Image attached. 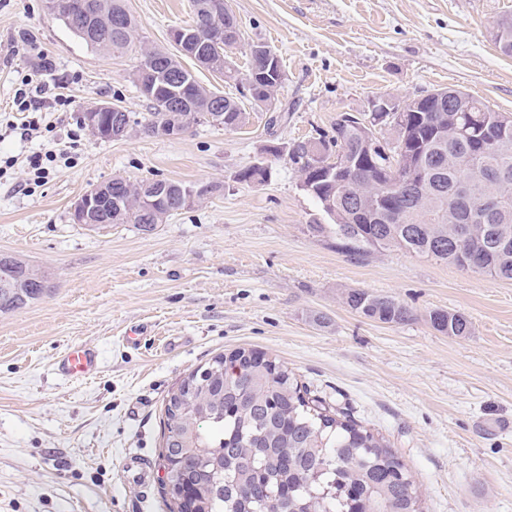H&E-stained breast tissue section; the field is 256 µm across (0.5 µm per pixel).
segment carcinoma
I'll return each instance as SVG.
<instances>
[{
  "label": "carcinoma",
  "instance_id": "cac0c4a2",
  "mask_svg": "<svg viewBox=\"0 0 512 512\" xmlns=\"http://www.w3.org/2000/svg\"><path fill=\"white\" fill-rule=\"evenodd\" d=\"M53 17L86 45L107 53L122 52L135 43L136 22L124 0H57ZM210 0H192V30L209 16L226 28L238 26L226 0L208 14ZM126 18L123 32L112 30V14ZM500 54L512 57V16L501 18L491 33ZM140 63L154 73L152 91L143 95L150 111L129 113L130 121L147 137L163 136L169 123L164 103L172 96L169 76H187L189 112L184 122L236 130L247 121L246 110L233 97L200 85L182 62L183 55L139 43ZM207 70L239 83L238 69L224 66V47L210 46ZM266 59L249 53L246 79L253 80L250 101L266 106L271 88H282V69L260 79ZM468 112H457L448 99L409 98L390 128L397 148L416 174L415 200L404 218L398 208L378 205L384 184L394 174L384 158L368 157L364 144L371 133L365 112L336 119L332 136L299 141L289 149L298 165L303 189L332 221L336 239L351 253L396 247L411 255L474 269L497 280L512 282V113L494 110L472 98ZM319 155L320 172L312 170L311 151ZM350 166L336 173V161ZM269 167L262 162L244 168L241 182L264 181ZM343 190L374 208L371 224L357 223ZM145 181L119 187L128 201L112 223L135 224L153 232L168 215L151 210ZM168 209H181L187 185L166 182ZM10 280L0 282V313H8L41 298L44 275L15 256L5 261ZM347 305L366 318L404 323L410 309L387 296L352 290ZM432 327L450 336L471 335L472 325L458 312L433 310ZM243 358L239 373L221 370L222 356L206 367L212 372L194 378V391L177 412L165 410L163 444L180 449V462L170 481L193 489V512H422L415 481L384 436L327 409L306 397L294 372L276 358L249 348L237 349Z\"/></svg>",
  "mask_w": 512,
  "mask_h": 512
}]
</instances>
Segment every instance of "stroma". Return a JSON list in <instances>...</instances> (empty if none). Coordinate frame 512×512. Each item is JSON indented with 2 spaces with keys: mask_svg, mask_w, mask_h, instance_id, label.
I'll list each match as a JSON object with an SVG mask.
<instances>
[{
  "mask_svg": "<svg viewBox=\"0 0 512 512\" xmlns=\"http://www.w3.org/2000/svg\"><path fill=\"white\" fill-rule=\"evenodd\" d=\"M141 41L168 50L191 22V0H124ZM242 42L268 45L286 80L285 125L249 110L237 130L197 126L181 137H94L81 122L111 102L147 111L134 51L88 47L43 8L0 0V113L22 77L46 89L52 136H9L0 175V254L48 277L47 293L0 314V512H168L161 468L165 399L195 368L239 347L268 353L300 382L386 437L422 492L423 512H512V282L390 247L354 255L301 186L290 147L331 134L337 117L376 96L406 100L445 87L512 112V58L491 39L512 0H227ZM70 97L68 108L55 94ZM78 164L25 192L27 155L53 139ZM260 161L262 183L237 182ZM115 176L219 184L150 234L132 224L90 230L73 203ZM324 224L315 232L314 224ZM354 289L407 305L384 324L345 302ZM464 314L471 336L435 330L430 311ZM143 326L140 344L127 342ZM73 345L100 353L91 378L56 367ZM152 465L148 490L121 478L124 457Z\"/></svg>",
  "mask_w": 512,
  "mask_h": 512,
  "instance_id": "obj_1",
  "label": "stroma"
}]
</instances>
